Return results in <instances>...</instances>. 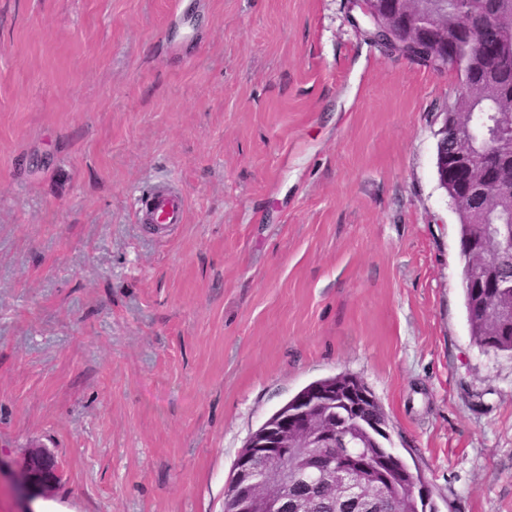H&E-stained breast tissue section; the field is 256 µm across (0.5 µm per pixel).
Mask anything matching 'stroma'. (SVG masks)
Wrapping results in <instances>:
<instances>
[{
  "instance_id": "1",
  "label": "stroma",
  "mask_w": 512,
  "mask_h": 512,
  "mask_svg": "<svg viewBox=\"0 0 512 512\" xmlns=\"http://www.w3.org/2000/svg\"><path fill=\"white\" fill-rule=\"evenodd\" d=\"M457 88L348 0H0V455L53 453L58 512H224L250 434L348 373L437 512H512V356L470 338L435 166ZM137 204V213L144 221L153 218L164 224L184 223L185 201L169 182L157 183Z\"/></svg>"
}]
</instances>
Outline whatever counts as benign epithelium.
I'll use <instances>...</instances> for the list:
<instances>
[{"label":"benign epithelium","mask_w":512,"mask_h":512,"mask_svg":"<svg viewBox=\"0 0 512 512\" xmlns=\"http://www.w3.org/2000/svg\"><path fill=\"white\" fill-rule=\"evenodd\" d=\"M421 0H350V8L360 17L382 20L380 31L390 34L394 22L401 24L408 40L438 45L448 51V21L426 18L407 8ZM467 112L442 113L437 137L445 141L436 155V171L442 173L439 184L448 188V167L462 172L465 182L451 189V204L458 213L468 215L482 230L481 245L465 240L460 247L475 250L476 268L502 266L512 257L511 249L498 244L496 220L500 201L512 202V181L495 178L487 172L485 159L493 146L490 132L483 142L458 139L457 128L468 125ZM485 289L480 309L483 321L496 329L512 322V304L492 303L488 297L497 284L477 282ZM370 390L358 379L314 386L292 409L254 432L247 450L235 461L233 480L228 486L226 502L230 512H302L304 504L288 498V485L305 478L310 487L333 488L336 506L343 512H372L380 493L411 491L415 507L432 500L429 484L417 480L393 449L385 446L390 437L388 426L371 416L366 403ZM374 453L366 458L349 451L352 440ZM59 480V463L54 455L36 452L24 463L16 493L27 498L34 490L53 488Z\"/></svg>","instance_id":"1"}]
</instances>
